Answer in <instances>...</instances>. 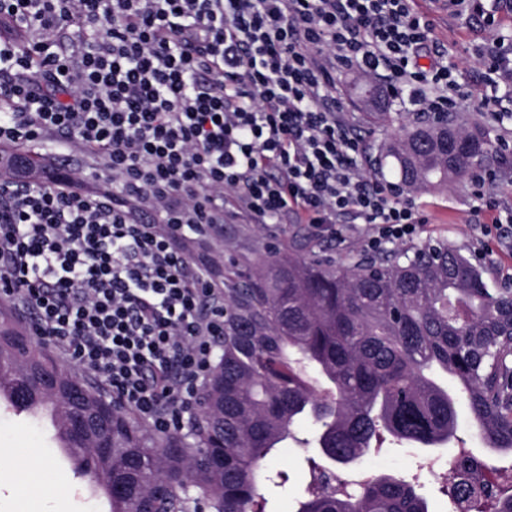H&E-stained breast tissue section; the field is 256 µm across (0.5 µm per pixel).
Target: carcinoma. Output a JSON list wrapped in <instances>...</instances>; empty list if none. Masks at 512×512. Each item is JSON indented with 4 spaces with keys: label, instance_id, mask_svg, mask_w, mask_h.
Returning <instances> with one entry per match:
<instances>
[{
    "label": "carcinoma",
    "instance_id": "cac0c4a2",
    "mask_svg": "<svg viewBox=\"0 0 512 512\" xmlns=\"http://www.w3.org/2000/svg\"><path fill=\"white\" fill-rule=\"evenodd\" d=\"M422 120L380 159L408 189L448 185L489 157L480 136L448 122V137ZM224 345L189 436L156 439L73 376L0 309V374L15 372L17 401L60 414L83 475L103 487L112 512H264L260 488L274 452L301 422L315 426L307 484L290 512H429L423 474L379 473L347 482V469L380 453L386 433L419 452L458 440L465 404L487 447L512 454V291L494 293L482 272L444 242L393 249L375 260L330 265L302 241L255 260L230 259ZM109 439L105 452L100 442ZM474 456L448 458L439 492L463 512H512V465L488 464V489L470 482ZM183 476L193 495L157 485Z\"/></svg>",
    "mask_w": 512,
    "mask_h": 512
}]
</instances>
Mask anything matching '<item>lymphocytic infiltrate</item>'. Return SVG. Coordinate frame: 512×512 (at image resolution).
Wrapping results in <instances>:
<instances>
[{
    "mask_svg": "<svg viewBox=\"0 0 512 512\" xmlns=\"http://www.w3.org/2000/svg\"><path fill=\"white\" fill-rule=\"evenodd\" d=\"M0 28V153L68 154L37 184L0 175V302L159 433L181 429L224 335L226 221L339 238L350 215L372 252L424 231L362 173L340 69L422 116L500 107L462 92L412 0H0Z\"/></svg>",
    "mask_w": 512,
    "mask_h": 512,
    "instance_id": "obj_1",
    "label": "lymphocytic infiltrate"
}]
</instances>
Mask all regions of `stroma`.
<instances>
[{
    "label": "stroma",
    "instance_id": "stroma-1",
    "mask_svg": "<svg viewBox=\"0 0 512 512\" xmlns=\"http://www.w3.org/2000/svg\"><path fill=\"white\" fill-rule=\"evenodd\" d=\"M434 37L438 45L447 48L453 61L459 62L458 81L473 97H503L501 115L462 111L461 121L467 129H479L489 143L492 158L486 169L495 171V180L478 187L471 180L449 183L440 190H408L404 196L419 206L428 222L419 235V242L444 241L476 256L489 288L512 285V239L505 238L492 244L490 251L481 246V227L493 216L512 217V152L501 154L499 139L512 142V93L505 87L487 83L476 62V57L493 34L484 29L480 19L463 18L454 14H433ZM297 233L289 227L272 237L252 224H228L224 227V241L231 255L239 259L254 257L256 252L271 245H283ZM42 448L52 469L64 481L46 492L22 498L13 495L25 477L24 469L15 461L0 464V512H106V499L93 495L88 480L75 476L62 449L57 448L45 429L43 421L29 417L18 418L0 405V448H21L28 443ZM304 451L288 443L279 449L272 461L274 470L286 472V486H262L267 504L265 512H288L290 502L299 496L305 486Z\"/></svg>",
    "mask_w": 512,
    "mask_h": 512
}]
</instances>
